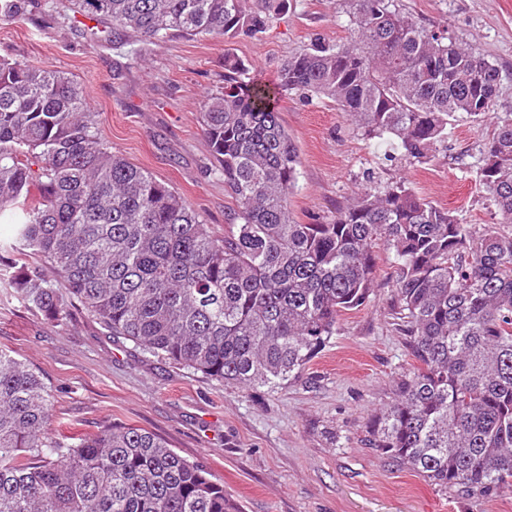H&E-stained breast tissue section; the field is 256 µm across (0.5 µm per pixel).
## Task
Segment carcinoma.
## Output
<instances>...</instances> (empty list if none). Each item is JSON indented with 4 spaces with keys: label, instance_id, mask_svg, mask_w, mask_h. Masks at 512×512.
<instances>
[{
    "label": "carcinoma",
    "instance_id": "1",
    "mask_svg": "<svg viewBox=\"0 0 512 512\" xmlns=\"http://www.w3.org/2000/svg\"><path fill=\"white\" fill-rule=\"evenodd\" d=\"M108 32L148 39L266 31L289 0H72ZM354 36L297 53L270 87L224 54V89L206 97L204 134L235 203L217 238L168 184L106 147L80 85L0 58V218L13 249L42 254L53 278L14 260L11 285L44 316L76 297L115 336L244 388L296 378L362 306L376 252L394 253L396 331L416 361L367 426L366 445L451 491L512 484V233H475L405 182L358 189L318 224H297L288 194L297 149L275 96L330 100L370 135L433 158L460 115L491 128L479 182L512 224V120L491 112L499 68L447 27L393 0H345ZM36 0H0V22ZM51 391L0 350V512H241L205 466L153 433L105 425L60 439Z\"/></svg>",
    "mask_w": 512,
    "mask_h": 512
}]
</instances>
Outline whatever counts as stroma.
<instances>
[{
    "instance_id": "35a3bbf8",
    "label": "stroma",
    "mask_w": 512,
    "mask_h": 512,
    "mask_svg": "<svg viewBox=\"0 0 512 512\" xmlns=\"http://www.w3.org/2000/svg\"><path fill=\"white\" fill-rule=\"evenodd\" d=\"M425 25L447 27L494 62L502 81L492 110L512 118V0H395ZM344 0H289L254 37L128 39L83 36L68 0H39L31 14L0 23V57L59 71L81 84L97 132L113 153L172 186L217 236L233 202L210 155L205 97L224 85L233 54L266 83L316 45L346 42ZM277 109L297 147L293 221L314 224L360 188L407 181L422 197L479 231L502 217L479 183L486 127L459 116L433 161L422 164L386 137H371L328 100L282 98ZM393 256L379 251L370 295L343 314L335 336L301 377L244 389L211 379L112 336L76 298L56 324L0 275V349L38 373L52 394L62 436L120 423L151 431L182 457L203 463L241 512H512V486L462 495L363 445L369 420L393 400L415 362L396 316Z\"/></svg>"
}]
</instances>
